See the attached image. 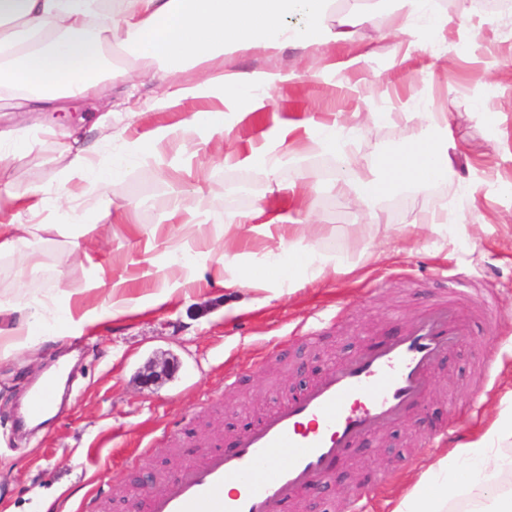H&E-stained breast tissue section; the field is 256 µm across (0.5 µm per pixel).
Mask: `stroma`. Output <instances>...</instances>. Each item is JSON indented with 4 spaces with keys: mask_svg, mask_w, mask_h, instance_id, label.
Returning a JSON list of instances; mask_svg holds the SVG:
<instances>
[{
    "mask_svg": "<svg viewBox=\"0 0 512 512\" xmlns=\"http://www.w3.org/2000/svg\"><path fill=\"white\" fill-rule=\"evenodd\" d=\"M440 11L451 19L444 38H432L418 20L407 38L410 54L376 44L345 90L324 74V54L316 48L302 57L225 56L229 67L292 71L293 80L274 93L272 111L287 110L294 121L335 113L353 128L345 152L373 169L419 137L427 113H447L457 145L455 174L400 183L376 204L381 223L368 224L355 200L333 187L335 156L306 158L283 178L308 174L318 182L301 218L322 226L320 247L355 262L354 271L257 302L241 315L234 312L240 294L212 285L85 336L65 335L62 322L49 321L58 344L38 341L0 360V512H75L94 491L96 512H127V490L142 473L161 480L199 456L208 421L222 419L223 439L232 441L245 422L289 399L301 366L330 369L338 358L394 334L457 287L460 273L472 293L493 296V310L460 300L471 334L437 366L428 401L342 461L337 486L300 495L283 512H345L359 488L377 484L382 491L369 498V512H390L394 492L421 470L426 456L417 445L425 434L456 408L475 404L463 434L446 443L454 448L512 402V9L448 0ZM102 111L97 100L81 99L68 101L63 112L32 114L36 144L20 166L0 170V188L54 184L64 160L57 138L46 133L50 127L83 126L102 156L124 154L122 141L95 130ZM490 112L495 120H487ZM244 144L241 138L192 144L224 193L209 209L216 236L260 201L290 208L287 195L269 194L259 171L225 168V152ZM175 190L186 205H196L192 179L178 183L162 177L153 161L138 164L133 178L108 188L118 225L104 226L84 251L72 250L63 232H34L40 266L23 275L20 256L0 258V296L24 305L51 296L62 308L67 299L57 292L58 275L77 285L94 276L97 265L143 260L141 231L178 234L168 220ZM442 209L447 230L424 229L426 218ZM493 349L501 363L482 376L480 362ZM67 354L75 363L57 412L33 431L20 430L22 398ZM156 359L169 360L172 370L144 382L146 365ZM260 359L264 368L254 369Z\"/></svg>",
    "mask_w": 512,
    "mask_h": 512,
    "instance_id": "35a3bbf8",
    "label": "stroma"
}]
</instances>
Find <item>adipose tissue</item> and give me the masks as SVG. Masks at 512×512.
<instances>
[{
  "instance_id": "obj_1",
  "label": "adipose tissue",
  "mask_w": 512,
  "mask_h": 512,
  "mask_svg": "<svg viewBox=\"0 0 512 512\" xmlns=\"http://www.w3.org/2000/svg\"><path fill=\"white\" fill-rule=\"evenodd\" d=\"M397 22L378 31L383 43L399 45L418 19H427L433 34H442L448 19L436 0H395ZM336 0H0V102L21 113L40 112L63 99L94 97L110 105L117 88L128 86L138 61L157 68L151 75L160 107L173 111L166 125H143L141 114L128 109L125 118L129 151L145 159H167L176 171L193 161L188 146L196 138L223 137L247 128L250 146L224 156L225 166L261 170L265 179L279 183L300 154L336 155L342 177L340 191H354L370 221H378L376 200L398 183H426L452 172L450 152L456 144L443 112L428 116L430 130L386 159L380 172L357 174L340 153L345 129L335 120L316 115L302 123L268 117L271 93L288 83L282 69L244 70L225 66L226 55L246 51L300 53L335 46L327 57L328 70H347L368 59L358 28L368 19L360 5H352L341 28L329 26ZM186 67L198 68L195 78L180 81ZM206 99L213 107L189 112L185 106ZM68 163L59 188L36 186L12 194L19 222L0 224V256L21 255L26 267L39 265L28 247L29 221L45 211L61 213L75 202L70 186L82 183L85 192L114 179L133 177L134 165L106 161L95 149L66 145ZM169 217L181 238L202 246L187 258L171 238L149 235L145 252L162 250L149 293L129 291V276L97 274L76 289V303L54 311L48 303L20 305L0 300V359L13 356L34 341L39 325L58 316L68 334L93 331L108 321L131 318L170 303L179 294L200 287L211 265H218L225 290L242 293L262 290L281 295L306 283L347 270L348 262L308 244L299 233V221L278 209L259 206L241 214L262 251L261 260L246 252H219L208 238L197 208L174 195ZM512 441V406L501 409L476 438L457 444L429 464L419 479L398 498L391 512H447L449 500L467 496V512H512V486L503 475L512 473V455L502 447Z\"/></svg>"
}]
</instances>
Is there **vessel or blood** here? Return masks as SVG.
<instances>
[{
	"instance_id": "b4317fda",
	"label": "vessel or blood",
	"mask_w": 512,
	"mask_h": 512,
	"mask_svg": "<svg viewBox=\"0 0 512 512\" xmlns=\"http://www.w3.org/2000/svg\"><path fill=\"white\" fill-rule=\"evenodd\" d=\"M470 330L455 298L427 307L407 328L341 360L303 393L212 448L147 500L148 512H281L309 484L332 477L361 439L423 405L440 359ZM456 416L422 442L458 434ZM235 493H228V486Z\"/></svg>"
}]
</instances>
